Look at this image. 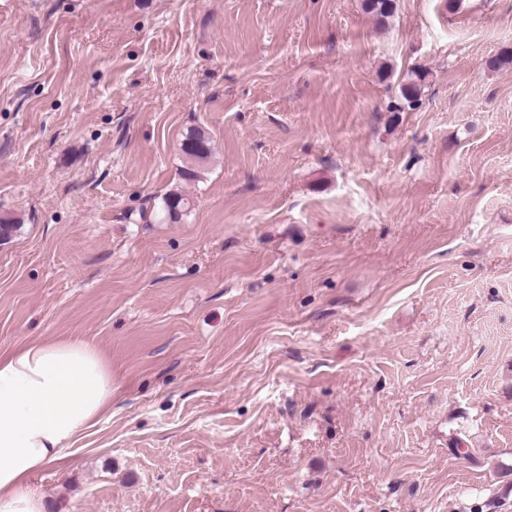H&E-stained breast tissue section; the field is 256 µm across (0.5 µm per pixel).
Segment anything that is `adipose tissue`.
<instances>
[{
    "label": "adipose tissue",
    "mask_w": 512,
    "mask_h": 512,
    "mask_svg": "<svg viewBox=\"0 0 512 512\" xmlns=\"http://www.w3.org/2000/svg\"><path fill=\"white\" fill-rule=\"evenodd\" d=\"M111 406L112 366L86 339H34L0 352V512H46L34 478Z\"/></svg>",
    "instance_id": "1"
}]
</instances>
